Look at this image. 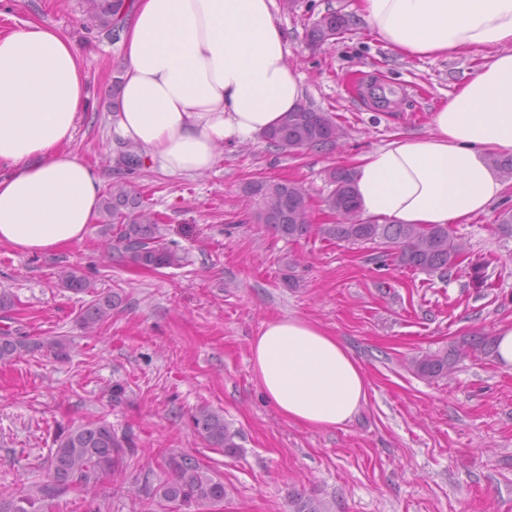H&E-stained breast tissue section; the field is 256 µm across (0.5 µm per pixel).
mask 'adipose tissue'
<instances>
[{
	"instance_id": "ef3b65f1",
	"label": "adipose tissue",
	"mask_w": 512,
	"mask_h": 512,
	"mask_svg": "<svg viewBox=\"0 0 512 512\" xmlns=\"http://www.w3.org/2000/svg\"><path fill=\"white\" fill-rule=\"evenodd\" d=\"M275 0H136L123 41V108L112 127L160 171L199 174L219 148L275 126L304 99L287 61ZM378 38L406 58L483 50L477 73L430 118L356 158L364 216L394 224H464L504 197L491 165L512 154V0H358ZM85 71L72 42L30 21L0 36V244L23 253L82 241L101 180L72 150ZM250 371L286 420L310 430L353 421L370 381L335 336L298 316L264 322Z\"/></svg>"
}]
</instances>
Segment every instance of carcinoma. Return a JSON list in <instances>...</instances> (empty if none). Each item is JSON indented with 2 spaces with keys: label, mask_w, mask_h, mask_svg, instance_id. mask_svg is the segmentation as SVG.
Here are the masks:
<instances>
[{
  "label": "carcinoma",
  "mask_w": 512,
  "mask_h": 512,
  "mask_svg": "<svg viewBox=\"0 0 512 512\" xmlns=\"http://www.w3.org/2000/svg\"><path fill=\"white\" fill-rule=\"evenodd\" d=\"M132 4L125 0H85L84 23L89 30L104 33L117 41L123 31ZM348 28L345 15L327 12L311 23L309 41L322 46L336 41ZM343 136V128L328 112L303 101L293 112L284 115L280 123L260 134L262 140L277 150L296 154L305 149L330 148ZM143 165V156L133 148L122 146L116 159V174L134 171ZM334 188L326 199L331 215L349 214L347 220L330 224L311 223L310 208L303 187L287 180L255 181L245 187V193L259 201L258 222L274 235L298 240L318 235L333 242L373 244L379 257L391 259L416 271L442 275L461 264L466 248L451 228L442 225L376 224L359 218V206L354 192V177L350 170L337 168L329 174ZM103 211L111 223L103 225L102 254L117 252L129 263L146 269L179 267L183 257L162 239L158 219L142 197L122 186L103 200ZM61 286L75 292L90 293L91 282L71 268L61 272ZM117 306L116 297L98 294L87 305L81 321L93 328L105 322ZM42 345L9 329L0 331V364L12 362L23 352H35ZM495 349V338L476 336L464 338L450 348L429 352L412 359L414 372L429 380L440 379L453 372L456 365L480 351ZM197 434L215 448L233 453L239 448L237 433L230 431L224 416L207 405L197 407L191 415ZM138 448L132 436L118 433L104 421H87L77 426L61 428L55 435L53 448L42 466L43 479L38 485L39 496L30 493H0V512H41L37 503L53 499L76 484L94 483L105 475L122 471L125 460L134 457ZM170 471L158 485H145L146 498L165 501L178 507L202 506L224 500V483L211 476L192 455L171 453L166 458ZM292 512H325L323 504L301 493L292 500Z\"/></svg>",
  "instance_id": "carcinoma-1"
}]
</instances>
